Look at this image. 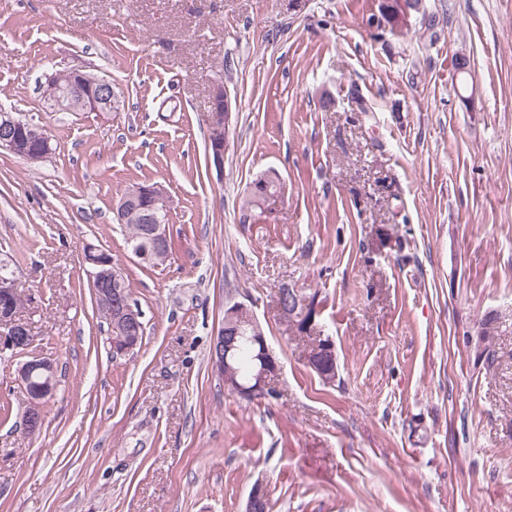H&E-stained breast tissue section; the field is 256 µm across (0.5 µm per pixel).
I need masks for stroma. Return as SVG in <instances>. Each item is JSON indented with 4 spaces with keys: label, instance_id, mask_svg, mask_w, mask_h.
<instances>
[{
    "label": "stroma",
    "instance_id": "stroma-1",
    "mask_svg": "<svg viewBox=\"0 0 512 512\" xmlns=\"http://www.w3.org/2000/svg\"><path fill=\"white\" fill-rule=\"evenodd\" d=\"M382 4L0 0V106L55 145L36 166L0 152V260L59 377L24 435L23 358L0 357V512H245L257 487L269 512H512V0H423L395 25ZM71 68L112 80L123 112L51 110L40 86ZM270 171L279 191L243 214ZM143 182L169 196L155 267L114 221ZM88 243L143 315L117 361ZM283 287L315 296L335 383L308 367ZM237 302L279 365L263 399L211 362ZM488 315L490 365L464 343ZM213 121L209 127V157L221 168L224 165V151L228 145L231 124L229 96L223 84L213 85L209 97Z\"/></svg>",
    "mask_w": 512,
    "mask_h": 512
}]
</instances>
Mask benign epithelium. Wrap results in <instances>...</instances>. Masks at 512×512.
<instances>
[{
    "label": "benign epithelium",
    "instance_id": "obj_1",
    "mask_svg": "<svg viewBox=\"0 0 512 512\" xmlns=\"http://www.w3.org/2000/svg\"><path fill=\"white\" fill-rule=\"evenodd\" d=\"M64 88L66 96L58 95V89ZM43 95L53 102V108L63 112H119L122 110V97L115 90L112 82L100 77L93 82L87 81L83 71L70 69L55 72L46 78ZM210 112L213 121L209 127V157L217 167L224 165V151L228 145L231 124L229 96L222 84L213 85L209 97ZM18 121L13 113L0 108V149H6L29 163L40 160L33 151V145L47 137L46 129L38 124L29 123L23 131H15ZM142 195V189L134 186L128 189L121 198L117 217L126 218V212L136 211V202ZM140 222L152 237L155 249L152 253L138 251L136 256L144 261L154 262L158 259L167 260L164 253L165 233L163 225L158 223L156 213H140ZM92 291L101 298L112 300V315L118 335L112 337L114 358L125 356L134 349L137 337L133 333L140 328L142 313L126 297L112 293V282L119 276L118 268L112 261L96 263V268L87 271ZM16 295V278L10 273L0 275V352L16 355L18 351H28L34 342V336L28 323L18 317L13 306ZM310 299L298 296V291L288 287L282 288L277 295V307L280 313L294 326H301L307 332L318 334L322 338L315 350L306 356V362L312 366L325 354L333 352L330 338L323 336L315 325L316 311L309 305ZM224 328L217 332L213 346V363L216 370L223 374L224 387L231 393L247 399H258L267 396L270 390V378L279 370L276 359L270 353L265 337L261 335L260 326L251 307L237 303L224 312ZM253 329L255 336L252 341L260 344L257 358L259 366L251 383L243 385L234 377L224 373L228 355L234 349L238 335L245 329ZM40 377L45 383L31 390L28 395L26 409L22 416L24 434H36L44 421L46 401L53 397L52 383L56 376L55 364L43 357L32 356L23 362L18 369L19 381L23 384Z\"/></svg>",
    "mask_w": 512,
    "mask_h": 512
}]
</instances>
